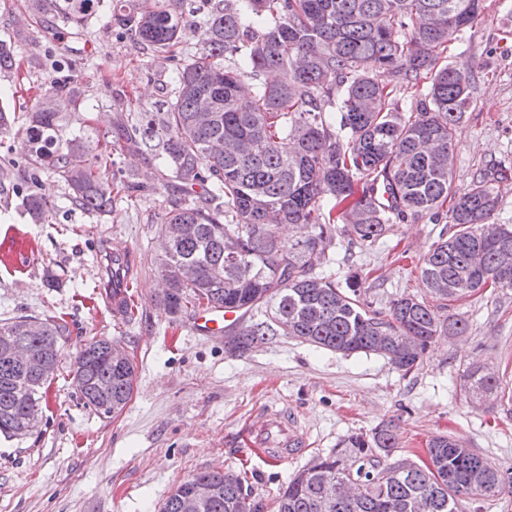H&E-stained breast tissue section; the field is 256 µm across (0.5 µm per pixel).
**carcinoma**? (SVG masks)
<instances>
[{"mask_svg": "<svg viewBox=\"0 0 512 512\" xmlns=\"http://www.w3.org/2000/svg\"><path fill=\"white\" fill-rule=\"evenodd\" d=\"M101 0H24L35 21L62 18L82 32ZM199 23L200 48L188 54L167 111L155 120L128 115L118 139L156 153L167 181L180 193L199 185L189 203H176L160 228L179 234L160 251L156 267L167 285L161 302L173 314L224 308L233 324L235 349L248 350L282 331L316 347L346 355L376 352L403 375L422 362L443 334L463 336L468 323L447 314L449 303L485 288L512 290L502 250H512V224L496 221L499 199L493 179L480 176L459 187L448 156L455 132L474 100L465 63L440 62L453 36L473 27L483 0H206ZM111 21L159 53L177 56L189 15L174 0H116ZM17 49L0 40V71L16 65ZM247 60L246 73L236 59ZM391 77L380 82L377 72ZM273 72L277 79L244 92L248 77ZM428 81L427 93L407 108L397 92ZM77 94L56 85L26 119L31 175L51 172L70 190L73 204L112 211V193L100 171L111 152L94 154L79 138H58L62 113L76 108ZM336 108L331 113L327 108ZM92 154L83 167L73 155ZM383 187L388 199L374 197ZM448 206L450 233L439 235L423 257L421 277L429 298L401 296L387 308L363 298L358 275L347 288L324 269L337 233L355 236L362 249L382 239L388 225ZM30 218L49 212L34 192L24 199ZM282 224L297 226L288 241ZM66 320L17 316L0 322V337L40 354L50 376L34 378L0 347V436L11 439L35 428L46 389L61 362ZM108 340L91 341L74 358L73 376L83 405L116 416L132 398L136 366L107 355ZM463 391L470 400L503 402L499 376L488 365L470 364ZM397 448L393 424L355 435L298 471L278 492L277 512H464L477 496L512 488V480L487 467L454 436L428 443L427 460L386 463ZM208 481L220 495L197 512H257L239 477L203 471L177 485L161 512H182L195 483Z\"/></svg>", "mask_w": 512, "mask_h": 512, "instance_id": "cac0c4a2", "label": "carcinoma"}]
</instances>
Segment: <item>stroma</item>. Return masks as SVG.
I'll list each match as a JSON object with an SVG mask.
<instances>
[{
    "mask_svg": "<svg viewBox=\"0 0 512 512\" xmlns=\"http://www.w3.org/2000/svg\"><path fill=\"white\" fill-rule=\"evenodd\" d=\"M483 5L477 24L445 54L471 63L477 87L457 130L454 176L465 186L504 170L494 183L498 220L512 224V0ZM0 39L16 43L22 64L0 73L1 106L34 111L62 81L79 91V111L60 121L64 140L80 136L93 147L128 113L159 116L177 86L176 61L111 26L104 8L72 38L61 21L32 22L19 0H0ZM26 154L21 131L0 134V244L30 252L22 271L0 253V320L54 313L70 333L38 427L23 440L0 438V512H159L177 484L213 469L242 479L260 512H276L280 488L299 469L388 420L396 426L395 458L425 457L430 439L456 435L490 467L512 474V414L465 401L462 392L474 361L498 371L512 391V291L487 288L453 302L449 311L467 320V335L437 337L406 376L384 355L346 356L289 336L238 352L226 339L194 332L192 316L170 314L158 300V223L174 200L162 159L116 143L102 176L130 180L138 202L96 213L73 206L67 186L49 173L30 182ZM31 191L51 204L40 224L22 206ZM446 227L428 214L412 217L391 224L370 250L338 235L328 251L337 283L358 275L377 307L425 296L421 259ZM126 247L139 311L130 324L104 300L98 255ZM50 276L55 286H47ZM99 338L121 341L136 364L132 399L109 418L83 405L71 370L85 344ZM268 405L294 415L307 434V448L284 462L248 446L247 433Z\"/></svg>",
    "mask_w": 512,
    "mask_h": 512,
    "instance_id": "1",
    "label": "stroma"
}]
</instances>
